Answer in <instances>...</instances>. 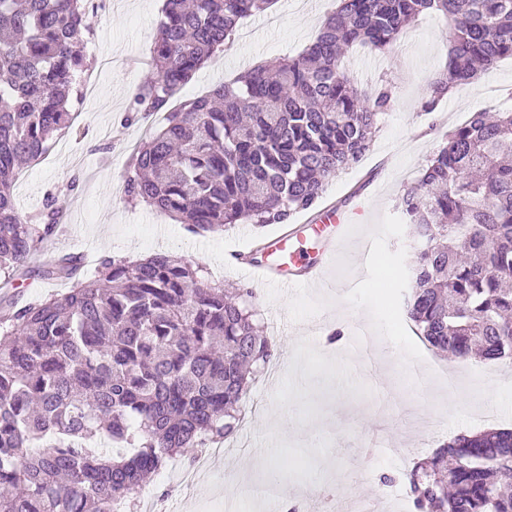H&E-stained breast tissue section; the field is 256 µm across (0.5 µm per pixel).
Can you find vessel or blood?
Segmentation results:
<instances>
[{"mask_svg": "<svg viewBox=\"0 0 512 512\" xmlns=\"http://www.w3.org/2000/svg\"><path fill=\"white\" fill-rule=\"evenodd\" d=\"M367 203L358 201L351 211L341 212L329 205L319 210L307 224H287L272 239L265 242L263 256L258 261L244 262L245 270L265 280L283 272L282 287L306 286L321 282L325 267L334 259L336 244L347 234L351 224L366 220ZM324 238L326 249L318 258L305 256L301 248L304 232Z\"/></svg>", "mask_w": 512, "mask_h": 512, "instance_id": "vessel-or-blood-1", "label": "vessel or blood"}]
</instances>
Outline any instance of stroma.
Instances as JSON below:
<instances>
[{
	"label": "stroma",
	"instance_id": "obj_1",
	"mask_svg": "<svg viewBox=\"0 0 512 512\" xmlns=\"http://www.w3.org/2000/svg\"><path fill=\"white\" fill-rule=\"evenodd\" d=\"M94 3L97 13L83 48L89 68L81 79L92 95L73 99L78 114L73 127L37 166L18 173L13 188L19 211L34 212L45 194L54 192L72 220L32 255V275L19 280L16 302L65 293L67 281H44L37 271L89 245L97 258L166 252L202 267L209 283L249 285L258 296L256 319L274 335L275 351L268 373L250 384L242 427L223 459L193 486L174 488L164 470L145 483L142 495L171 492L184 498L185 512H252L228 490L234 465L244 463L254 487L273 481L293 489L302 512H315L312 491L321 485L334 487L342 498L385 497L395 512H414L404 474L447 441L449 431L477 429L475 415L487 407L499 426L512 428V369L502 371L500 380H485V362L439 355L415 335L404 298L418 243L396 204L443 146L446 133L472 113L512 109V58L482 73L478 82L455 87L428 112L423 104L429 83L447 59L446 20L421 15L382 53L353 49L354 78L364 87L391 82L393 102L380 115L363 160L329 182L321 203L345 211L356 196H368V221L351 225L325 286L287 291L224 262L225 254L249 252L275 235L278 225L234 224L194 235L164 214L127 201L131 150L163 122L156 112L122 122L148 74L163 0ZM334 3L276 0L273 9L243 19L230 44L183 88L182 98L205 95L251 67L296 55L314 39ZM389 348L397 349L399 358L386 356ZM448 369L459 375L453 389L467 396L453 420L451 388L439 378ZM283 411L291 422L285 433L275 424ZM383 474L391 483L380 482Z\"/></svg>",
	"mask_w": 512,
	"mask_h": 512
}]
</instances>
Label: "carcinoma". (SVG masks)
<instances>
[{"label":"carcinoma","instance_id":"obj_1","mask_svg":"<svg viewBox=\"0 0 512 512\" xmlns=\"http://www.w3.org/2000/svg\"><path fill=\"white\" fill-rule=\"evenodd\" d=\"M275 0H164L150 75L133 111L165 123L131 153L125 194L193 234L288 224L369 150L392 102L359 88L344 51H385L412 21L452 24L448 89L512 57V0H340L294 58L258 65L205 97L179 94ZM88 0H0V288L28 273L57 228V196L21 214L16 174L73 125L70 98L89 67ZM397 209L420 246L406 317L437 353L512 356V112H475L446 135ZM202 268L157 253L102 259L94 276L67 255L45 280L63 294L0 304V512H131L150 475L207 448L245 419L251 368L272 356L255 292L202 282ZM418 512H512V430L461 434L407 473Z\"/></svg>","mask_w":512,"mask_h":512}]
</instances>
